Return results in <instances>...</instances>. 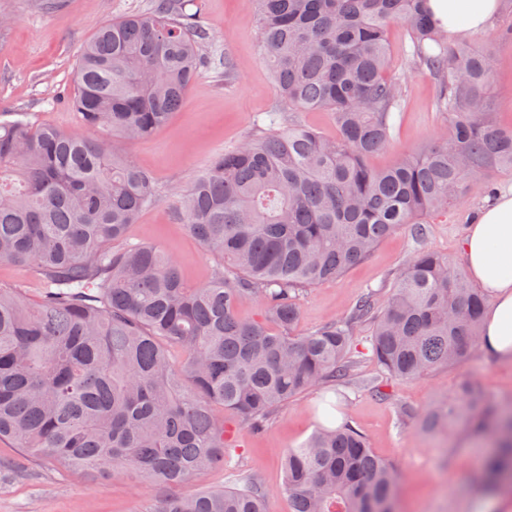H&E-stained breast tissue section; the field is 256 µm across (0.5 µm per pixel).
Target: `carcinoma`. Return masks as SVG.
I'll return each instance as SVG.
<instances>
[{"instance_id":"cac0c4a2","label":"carcinoma","mask_w":512,"mask_h":512,"mask_svg":"<svg viewBox=\"0 0 512 512\" xmlns=\"http://www.w3.org/2000/svg\"><path fill=\"white\" fill-rule=\"evenodd\" d=\"M190 0L104 26L83 48L70 106L83 133L22 114L0 122V263L42 280L30 305L0 286V440L88 480L133 471L163 491L149 512H268L255 482L193 495L189 478L224 464L238 426L258 429L295 397L351 376L355 327L392 378L456 366L477 348L486 295L448 255L421 247L384 303L368 291L344 319L295 334L300 294L342 276L377 243L445 214L486 175L512 168V127L484 95L487 48L448 45L428 0H254L265 61L284 112H328L336 137L294 122L216 155L181 194L176 217L222 265L189 287L158 246L124 242L161 191L111 138L151 136L182 105L205 63L207 31ZM408 28V65L437 84L446 132L374 169L407 95L387 32ZM258 298L261 312L238 309ZM182 351L173 361L170 350ZM492 437L481 488L512 487V414L472 381L428 409L448 429ZM291 512H397L400 474L349 422L321 425L282 460Z\"/></svg>"}]
</instances>
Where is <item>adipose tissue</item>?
Segmentation results:
<instances>
[{
  "instance_id": "obj_1",
  "label": "adipose tissue",
  "mask_w": 512,
  "mask_h": 512,
  "mask_svg": "<svg viewBox=\"0 0 512 512\" xmlns=\"http://www.w3.org/2000/svg\"><path fill=\"white\" fill-rule=\"evenodd\" d=\"M502 0H430L435 19L460 41L485 30ZM472 281L488 296L479 345L489 355L512 360V189L481 209L462 244Z\"/></svg>"
}]
</instances>
